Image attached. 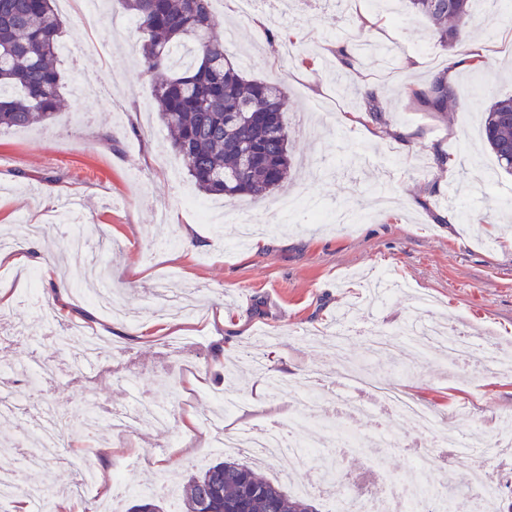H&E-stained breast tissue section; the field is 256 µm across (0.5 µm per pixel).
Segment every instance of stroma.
<instances>
[{
	"label": "stroma",
	"instance_id": "stroma-1",
	"mask_svg": "<svg viewBox=\"0 0 512 512\" xmlns=\"http://www.w3.org/2000/svg\"><path fill=\"white\" fill-rule=\"evenodd\" d=\"M217 36H231L229 52L247 78L279 84L288 98V129L295 178L260 200L237 205L264 224L265 244L237 246L236 216L202 223L183 203L196 189L151 106L155 79L137 63L138 33L121 21V0H104L92 13L87 0L61 10L58 67L63 108L43 130L0 129V236L15 251L38 244L29 270L0 265V289L17 299L14 329L0 327V370L28 363L36 343L56 368L37 389L0 397L9 419L0 423V477L19 471L21 486H43L42 512H53L77 475L69 459L95 469L96 485L85 502L67 512H126L132 497L112 494L121 474L137 488L159 474L171 477L166 512H179V474L223 459L210 434L186 436L184 447L161 449L154 429L141 427L125 446L98 445L99 435H61L56 459L22 468L18 443L39 423L45 403L80 417L96 401L104 415L131 405L135 393L160 394L177 415L210 409L217 396L243 407L224 423L228 432L301 413L309 379L324 382L327 401L363 398L346 381L347 369L388 380L416 402L450 414L456 435L476 431L494 437L512 422V369L457 364L446 351L428 356L398 345L367 357L370 333L404 324H446L495 352H512V176L498 166L481 136L490 94L512 95V10L473 0L468 38L442 47L423 17L392 18L374 0H268L265 28L252 16L230 13L215 0ZM350 31L355 44L389 49L354 67L336 64V35ZM483 45L482 70L459 67L456 86L469 89L453 112H428L411 102L404 85H422L474 45ZM373 90L382 123H356L364 90ZM454 157L439 164L438 154ZM303 194L308 205L291 217L279 199ZM83 205L90 243H105L102 275L121 293L128 318L116 320L85 297V264L69 251L70 227L57 222L67 197ZM46 225L43 235L27 233ZM58 269L44 276V265ZM193 291L196 311L180 317L183 334L162 331L153 296L159 281ZM51 308L62 325L79 324L104 339L105 364L73 369L65 351L50 347L39 307ZM121 335H114V328ZM262 355L271 375L294 390L268 400L246 359ZM414 470L397 448L367 447L336 457L340 471L358 478L376 474L431 487L469 485L477 472L496 476L501 512L512 505V461L478 448Z\"/></svg>",
	"mask_w": 512,
	"mask_h": 512
}]
</instances>
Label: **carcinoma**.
Wrapping results in <instances>:
<instances>
[{"mask_svg": "<svg viewBox=\"0 0 512 512\" xmlns=\"http://www.w3.org/2000/svg\"><path fill=\"white\" fill-rule=\"evenodd\" d=\"M56 0H0V128L46 122L61 105L57 68L63 22ZM213 0H123L142 39L140 64L160 76L154 106L197 189L228 200L261 198L288 181L291 157L283 122L286 97L269 82L246 79L224 43L210 36ZM439 43L462 41L470 0H407ZM409 99L430 112H452L464 94L444 75L409 86ZM360 111L382 121L374 93ZM484 138L498 166L512 173V96H494ZM181 512H316L254 466L227 457L189 475ZM129 512H164L152 493Z\"/></svg>", "mask_w": 512, "mask_h": 512, "instance_id": "carcinoma-1", "label": "carcinoma"}]
</instances>
